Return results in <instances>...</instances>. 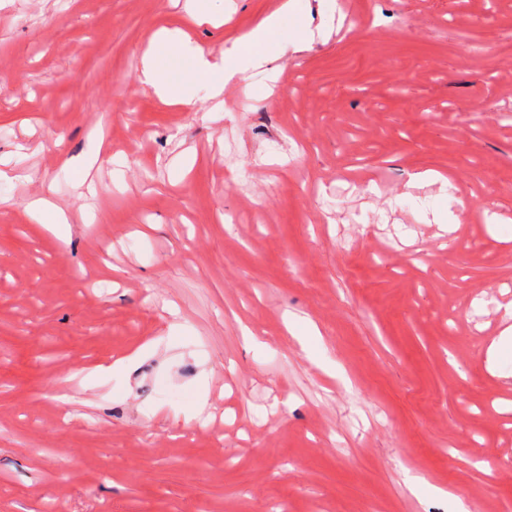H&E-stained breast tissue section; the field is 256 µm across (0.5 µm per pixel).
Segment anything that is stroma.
<instances>
[{
	"mask_svg": "<svg viewBox=\"0 0 512 512\" xmlns=\"http://www.w3.org/2000/svg\"><path fill=\"white\" fill-rule=\"evenodd\" d=\"M280 2L0 0V512H512V0H296L277 83H139ZM97 126L63 240L27 200ZM185 12L198 27H218L224 23L222 0H185Z\"/></svg>",
	"mask_w": 512,
	"mask_h": 512,
	"instance_id": "stroma-1",
	"label": "stroma"
}]
</instances>
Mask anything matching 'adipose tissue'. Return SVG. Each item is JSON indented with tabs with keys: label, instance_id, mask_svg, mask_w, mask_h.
I'll return each instance as SVG.
<instances>
[{
	"label": "adipose tissue",
	"instance_id": "1",
	"mask_svg": "<svg viewBox=\"0 0 512 512\" xmlns=\"http://www.w3.org/2000/svg\"><path fill=\"white\" fill-rule=\"evenodd\" d=\"M293 13V0H283L217 62L203 49L190 46L183 30L160 29L141 58L138 79L162 101L186 106L220 98L232 80L252 68L265 69L269 80L277 81L279 69L274 62L284 44L298 51L310 44L308 31H290Z\"/></svg>",
	"mask_w": 512,
	"mask_h": 512
}]
</instances>
